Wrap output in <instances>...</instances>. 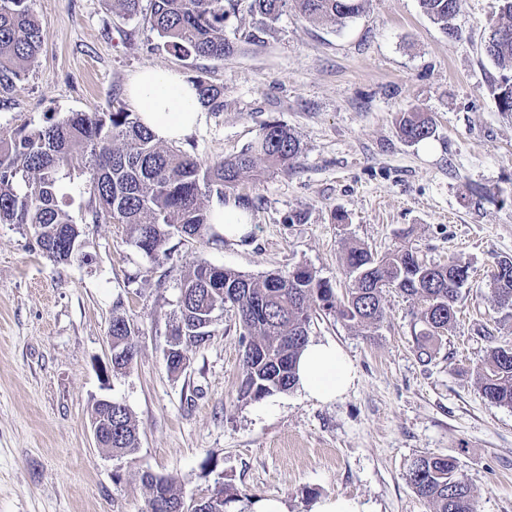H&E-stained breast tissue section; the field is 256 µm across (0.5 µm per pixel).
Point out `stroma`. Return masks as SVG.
Here are the masks:
<instances>
[{
    "instance_id": "stroma-1",
    "label": "stroma",
    "mask_w": 512,
    "mask_h": 512,
    "mask_svg": "<svg viewBox=\"0 0 512 512\" xmlns=\"http://www.w3.org/2000/svg\"><path fill=\"white\" fill-rule=\"evenodd\" d=\"M31 7L45 22L42 49L0 102V130L47 112L132 109L130 80L156 67L223 92V111L206 112L175 142L201 164L241 151L270 122L294 132L302 155L291 170L227 192L251 216L239 242L216 227L172 235L149 257L120 225L92 224L91 263L58 265L33 249L27 226L0 224V512H147V472L173 478L188 501L224 482L239 496L232 512L266 497L310 512L332 495L376 512H432L405 481L423 453L456 459L478 512H512V407L485 400L473 374L490 347L512 343V318L489 285L496 259L512 257V112L498 107L502 71L484 51L499 0H462L454 38L420 0H364L336 27L292 4L266 27L244 6L224 24L235 52L221 60L166 52L112 0ZM404 112L430 115L434 135L402 141ZM476 188L494 200L478 202ZM353 244L469 265L457 320L431 360L416 351L415 307L390 290L371 335L329 314L310 326V339L335 341L356 369L335 402L295 388L238 400L243 348L229 310L205 344L187 350L185 371L168 372L180 282L194 265L251 277L306 265L341 292L351 282L342 255ZM118 302L139 332V355L106 376ZM104 397L133 414L132 456H111L94 440L92 405Z\"/></svg>"
}]
</instances>
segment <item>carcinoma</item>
Returning <instances> with one entry per match:
<instances>
[{"label": "carcinoma", "instance_id": "carcinoma-1", "mask_svg": "<svg viewBox=\"0 0 512 512\" xmlns=\"http://www.w3.org/2000/svg\"><path fill=\"white\" fill-rule=\"evenodd\" d=\"M112 0L122 15H142L157 32L162 47L180 58L222 59L234 43L224 34V21L239 11L241 0ZM312 21L342 24L363 8V0H295ZM461 0H421L424 11L448 28V10ZM501 16L490 30L486 53L512 71V0H501ZM288 0H251L250 13L264 26L275 24ZM43 22L30 0H0V97L10 94L42 47ZM200 101L213 112L224 109L222 91L195 79ZM497 101L512 112V74L501 75ZM434 134L432 118L404 112L398 121L401 140L416 143ZM302 153L300 140L277 122L262 127L240 153L213 165H201L190 153L157 141L137 114L117 105L102 112L47 114L37 124L0 131V224L33 229L34 246L62 265L87 263V224H79L59 200L62 173L74 156L85 159L90 184V223L120 224L130 241L148 256L160 252L169 236H200L211 226L209 200L224 201L225 192L244 178L265 169L293 168ZM344 262L351 287L338 294L332 284L306 266L272 272L259 278L235 270L198 264L180 284L176 323L186 326L215 319L226 308L236 310L242 353L239 399L258 400L295 387L298 356L308 342L313 317L334 314L350 328L365 332L385 315L383 291L396 288L417 306L422 328L415 334L419 356L432 358L445 331L457 318L459 284L468 281L469 267L450 261L428 263L411 249L375 255L355 245ZM491 294L498 308L512 317V258L497 261ZM137 331L122 310L112 308V374L128 370L138 355ZM206 342L192 335L169 344L177 357L190 346ZM476 383L484 399L512 407V344L490 348L476 366ZM93 415L112 420V436L103 447L114 456H131L139 448L138 426L124 403L93 407ZM147 512H192L169 477L145 474ZM406 483L433 512H476L477 491L459 473L456 459L425 453L415 457Z\"/></svg>", "mask_w": 512, "mask_h": 512}]
</instances>
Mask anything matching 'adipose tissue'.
I'll return each instance as SVG.
<instances>
[{"label":"adipose tissue","instance_id":"ef3b65f1","mask_svg":"<svg viewBox=\"0 0 512 512\" xmlns=\"http://www.w3.org/2000/svg\"><path fill=\"white\" fill-rule=\"evenodd\" d=\"M128 96L142 123L162 141L182 138L204 119L205 110L193 84L169 70H142L132 79ZM296 377L305 397L330 403L352 387L356 374L335 342L312 340L299 356Z\"/></svg>","mask_w":512,"mask_h":512}]
</instances>
